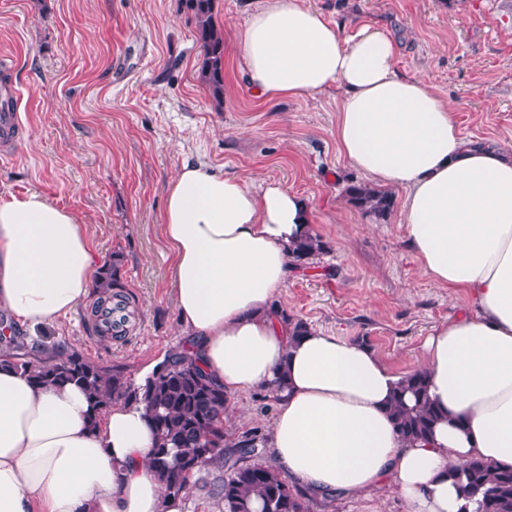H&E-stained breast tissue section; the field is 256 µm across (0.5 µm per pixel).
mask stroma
I'll list each match as a JSON object with an SVG mask.
<instances>
[{
    "label": "stroma",
    "instance_id": "obj_1",
    "mask_svg": "<svg viewBox=\"0 0 512 512\" xmlns=\"http://www.w3.org/2000/svg\"><path fill=\"white\" fill-rule=\"evenodd\" d=\"M344 33L374 24L399 41L397 68L448 101L462 134L512 150V0H308ZM202 50L185 0H0V90L20 126L0 140V198L41 192L89 224L98 260L122 259L135 310L126 335L93 333L85 306L28 331L136 376L182 343L160 214L183 156L253 183L275 180L310 202L326 251L290 279L281 305L312 326L369 342L412 371L434 328L470 310L420 270L400 211L384 220L343 196L362 176L331 135L336 93L253 96L224 54V106L199 80ZM277 402L232 396L229 439L270 440Z\"/></svg>",
    "mask_w": 512,
    "mask_h": 512
}]
</instances>
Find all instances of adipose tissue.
<instances>
[{
  "instance_id": "ef3b65f1",
  "label": "adipose tissue",
  "mask_w": 512,
  "mask_h": 512,
  "mask_svg": "<svg viewBox=\"0 0 512 512\" xmlns=\"http://www.w3.org/2000/svg\"><path fill=\"white\" fill-rule=\"evenodd\" d=\"M234 55L266 101L336 89L337 150L375 186L402 190V239L435 285L474 313L436 328L420 369L439 412L431 435L398 434L403 379L372 347L310 329L292 338L273 300L296 271L290 244L313 229L299 195L183 157L160 215L180 325L227 394L284 387L269 454L289 481L351 498L391 486L410 512H460L449 468L512 470V151L468 145L449 103L397 69L399 44L362 25L343 35L305 0H260ZM94 238L75 213L30 191L0 199V312L37 327L91 298ZM82 390L0 367V512H178L151 466L141 405L97 429Z\"/></svg>"
}]
</instances>
